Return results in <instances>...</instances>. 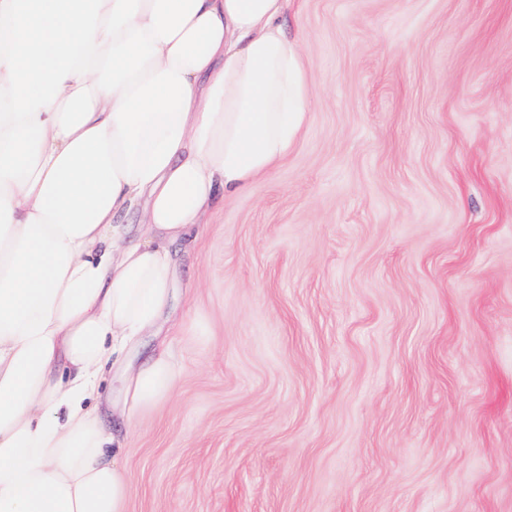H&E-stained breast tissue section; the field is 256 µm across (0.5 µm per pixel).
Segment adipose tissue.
<instances>
[{"mask_svg": "<svg viewBox=\"0 0 512 512\" xmlns=\"http://www.w3.org/2000/svg\"><path fill=\"white\" fill-rule=\"evenodd\" d=\"M290 0H0V512H124L173 392L170 247L270 175L311 90Z\"/></svg>", "mask_w": 512, "mask_h": 512, "instance_id": "obj_1", "label": "adipose tissue"}]
</instances>
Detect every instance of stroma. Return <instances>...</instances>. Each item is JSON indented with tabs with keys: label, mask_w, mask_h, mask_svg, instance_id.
Wrapping results in <instances>:
<instances>
[{
	"label": "stroma",
	"mask_w": 512,
	"mask_h": 512,
	"mask_svg": "<svg viewBox=\"0 0 512 512\" xmlns=\"http://www.w3.org/2000/svg\"><path fill=\"white\" fill-rule=\"evenodd\" d=\"M311 112L174 245L125 512H512V0H294Z\"/></svg>",
	"instance_id": "obj_1"
}]
</instances>
